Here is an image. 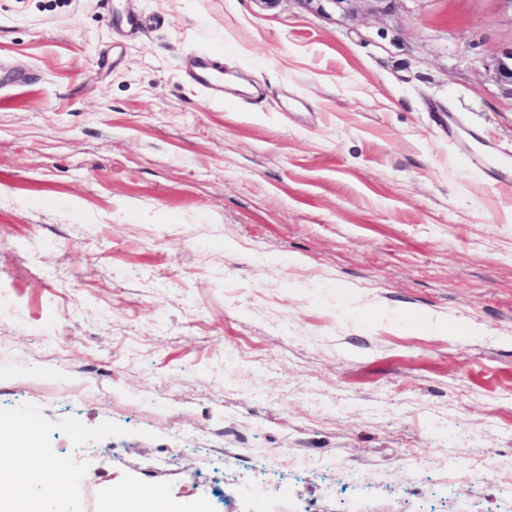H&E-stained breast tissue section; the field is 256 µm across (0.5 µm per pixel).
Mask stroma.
I'll list each match as a JSON object with an SVG mask.
<instances>
[{"mask_svg":"<svg viewBox=\"0 0 512 512\" xmlns=\"http://www.w3.org/2000/svg\"><path fill=\"white\" fill-rule=\"evenodd\" d=\"M510 48L501 0H0V425L71 474L45 512H501L512 167L448 119L512 156ZM330 4L335 11L343 17H352L356 13L355 4H363V8L371 12H378L384 9V4L390 0H313Z\"/></svg>","mask_w":512,"mask_h":512,"instance_id":"obj_1","label":"stroma"}]
</instances>
